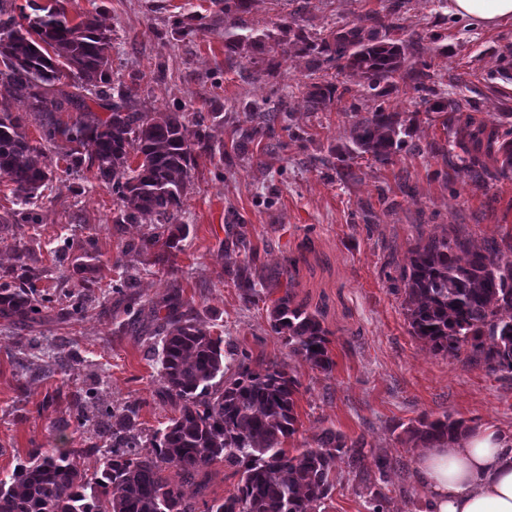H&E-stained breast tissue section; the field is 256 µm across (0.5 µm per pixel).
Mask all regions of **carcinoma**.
<instances>
[{"label": "carcinoma", "mask_w": 512, "mask_h": 512, "mask_svg": "<svg viewBox=\"0 0 512 512\" xmlns=\"http://www.w3.org/2000/svg\"><path fill=\"white\" fill-rule=\"evenodd\" d=\"M31 12H26V9ZM374 25L341 29L333 43L318 47L307 43L296 21L283 20L277 34L253 36L224 30L228 56L248 49L288 57L298 44L311 55V67H322L321 54L337 61L339 71L361 73L372 86L400 70L404 57L397 44L379 38L389 29L386 20L373 16ZM0 83L28 111L46 118L43 138L69 144L64 157L73 166L87 164L98 180L112 185L122 209L119 224H133L146 214L166 221L164 232L141 243L148 251L160 243L178 247L188 225L175 220L182 211L196 156H214L216 148L205 136L190 138L183 114L171 112L157 120L131 102L112 96V61L105 48L112 47L109 31L96 17L71 22L64 0L40 5L27 0L17 5L0 0ZM77 76L81 84L66 79ZM90 92L106 118L93 112L84 92ZM338 91L334 83L315 87L308 103L316 109ZM75 110L80 117L68 123L56 114ZM277 114L261 116V124L240 129L238 145L248 147L261 128L273 129ZM25 115L0 106V177L14 185L13 193L26 199L49 180L43 153L27 141ZM411 126L394 112L382 110L358 121L352 136L354 150L369 153L386 164L406 143ZM448 154L455 176L474 185L486 183L512 169V138L499 140L472 126L466 118ZM496 150L499 170L493 172L479 154ZM140 158L129 163L130 155ZM244 259L236 265L238 285L248 301L271 294L272 278L256 275L257 253L239 238L230 241ZM409 324L413 334L436 353L457 355L469 351L468 362L512 374V254L496 242L482 248L448 231L433 234L411 250L409 265L402 268ZM33 271L16 281L0 283V318L26 322L53 300L37 292ZM159 348L160 393L180 402L178 415L154 434V453L133 452L138 443V407L127 406L102 414L101 432L108 448L67 452L33 451L29 460L0 478V512H315L335 488L331 473L336 458H350L352 473L365 480L368 471L365 443L326 430L316 446L290 452L285 443L296 432L298 415L294 396L299 381L288 363L250 368L249 357L230 339L212 336L190 316L176 293L151 303ZM272 331L283 337L288 356L329 373L333 361L329 332L314 313L294 303L291 289L272 301ZM472 432L462 419L448 414L427 415L403 429L406 442L424 448L460 442ZM102 453L94 470L80 455ZM239 476L236 489L223 499L203 502L184 486L196 483L201 471L215 463ZM175 467L181 482L169 481L165 471Z\"/></svg>", "instance_id": "obj_1"}]
</instances>
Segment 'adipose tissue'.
<instances>
[{"label": "adipose tissue", "mask_w": 512, "mask_h": 512, "mask_svg": "<svg viewBox=\"0 0 512 512\" xmlns=\"http://www.w3.org/2000/svg\"><path fill=\"white\" fill-rule=\"evenodd\" d=\"M448 10L493 26L512 19V0H449ZM415 468L427 486L426 512H512V450L492 430L423 449Z\"/></svg>", "instance_id": "adipose-tissue-1"}]
</instances>
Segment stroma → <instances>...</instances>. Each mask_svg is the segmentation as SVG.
<instances>
[{
    "instance_id": "stroma-1",
    "label": "stroma",
    "mask_w": 512,
    "mask_h": 512,
    "mask_svg": "<svg viewBox=\"0 0 512 512\" xmlns=\"http://www.w3.org/2000/svg\"><path fill=\"white\" fill-rule=\"evenodd\" d=\"M65 7L69 19L94 15L110 29L115 90L154 118L183 113L190 134L207 136L224 155L197 159L179 216L189 234L160 262L157 249H136L161 233L156 216L119 223L111 187L92 170L57 163L40 121H28L26 138L45 153L51 176L26 204L0 178V279L33 260L37 289L55 305L25 324L0 320V474L37 448L103 446L93 419L133 404L137 451L152 453L176 405L156 395L149 303L171 290L198 324L245 350L252 366L287 361L267 303L244 301L228 274L240 260L225 247L232 233L256 251L259 273L278 277L274 296L291 284L296 302L329 332L332 372L297 366L298 430L288 448L314 446L327 429L364 438L395 462L377 483L388 512H423L418 450L403 441L409 423L448 413L512 442V374L434 353L413 336L399 278L416 243L444 229L476 246L512 245V171L462 185L429 150L433 142L453 148L457 118L427 109L451 98L486 131H512V20L485 27L449 13L442 0H251L234 16L236 33H272L280 18L294 17L320 44L374 14L391 22L384 39L403 46V69L376 88L366 77L347 78L343 96L311 112L307 93L333 80L335 63L313 71L296 50L276 78L266 77L261 55L225 54L215 0H67ZM189 15L201 16L203 27L185 34L176 22ZM253 104L282 105L286 117L239 153L236 130ZM378 110L415 122L408 145L386 164L349 150L357 121ZM126 270L139 282L131 298L114 289ZM86 274L96 281L92 301L69 313ZM317 512H372L368 490L344 461Z\"/></svg>"
}]
</instances>
